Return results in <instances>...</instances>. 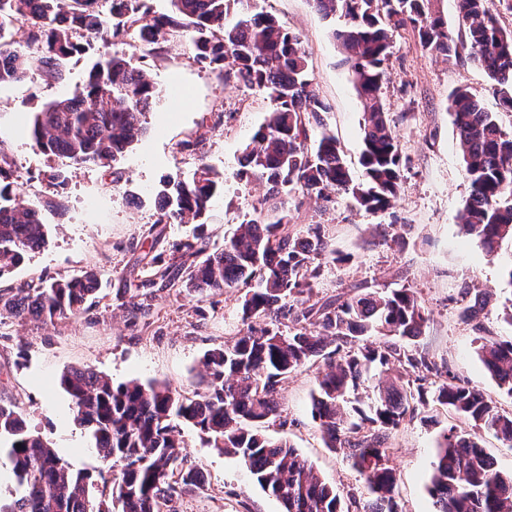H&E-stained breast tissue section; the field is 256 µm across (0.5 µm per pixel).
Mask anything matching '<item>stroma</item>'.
Segmentation results:
<instances>
[{
	"mask_svg": "<svg viewBox=\"0 0 512 512\" xmlns=\"http://www.w3.org/2000/svg\"><path fill=\"white\" fill-rule=\"evenodd\" d=\"M287 30L299 35L308 54L313 82L329 104L323 119L338 139L353 172H360L363 105L334 38L344 26L327 19L310 0H258ZM438 8L453 31L457 51L447 58L423 48L412 28L398 30L385 64L382 96L402 157V186L392 208L369 213L344 193L321 206L304 199L294 210L299 230L327 225L340 262L322 265L314 292L321 297H348L358 286L412 288L427 322L420 337L405 341L409 353L424 354L468 380L503 409H512L480 362L475 323L504 340L512 325L500 317L507 290L505 272L512 266V243L490 256L479 241L465 235L459 214L470 194L456 129L449 115L450 96L467 88L503 127H512V112H499L492 82L470 57L458 0H439ZM117 55L133 59L162 93L149 116V131L124 156L119 173L92 164L40 152L29 137L24 118L54 99L72 96L84 85L91 66ZM269 103L258 92L225 82L218 66L194 61L185 39L167 43L155 56L142 53L133 40H91L84 53L65 65L58 82L45 81L38 60H31L25 81L0 86V147L13 163L17 188L36 203L47 231L46 245L0 279L7 288L42 279H65L87 269L100 276L93 307L73 320L55 323L5 320L0 324V401L16 403L30 427L77 469L99 470L85 430L74 420L70 397L59 387L62 372L88 367L123 383L157 381L189 395L201 387L206 351L232 340L242 328V292L216 295L158 293L153 321L143 329L128 314L118 290L134 257L143 249L169 254L172 243L191 235L189 224H171L164 241L149 246L143 233L156 219L152 198L161 181L191 178L209 166L224 179V190L210 207L207 231L223 245L246 216H258L266 188L237 177L241 149L263 123ZM200 140L196 151L186 140ZM62 170L61 187H48L51 169ZM488 296L478 322L462 318L464 284ZM323 362L306 365L281 387L280 422L269 435L287 439L341 495L344 512H363L371 494L345 455L327 448L311 417V396L318 388ZM454 415L438 411L435 422L418 415L406 420L391 438L390 463L399 481L402 512H433L426 485L443 430ZM185 451L207 478L204 493L183 497L178 512H282L278 500L264 492L232 455L214 448L199 430L180 428Z\"/></svg>",
	"mask_w": 512,
	"mask_h": 512,
	"instance_id": "1",
	"label": "stroma"
}]
</instances>
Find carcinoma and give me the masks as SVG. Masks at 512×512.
I'll return each mask as SVG.
<instances>
[{
    "instance_id": "cac0c4a2",
    "label": "carcinoma",
    "mask_w": 512,
    "mask_h": 512,
    "mask_svg": "<svg viewBox=\"0 0 512 512\" xmlns=\"http://www.w3.org/2000/svg\"><path fill=\"white\" fill-rule=\"evenodd\" d=\"M244 0H171L170 12L151 14L148 0H0V84L20 82L29 56L5 48L14 29L28 31L43 76L61 78V62L85 50L98 36L136 37L155 53L176 36L189 39L194 60L224 66V77L260 91L271 104L267 118L242 150L237 176L261 181L266 219L245 218L240 233L215 247L204 232L218 189L215 173L202 166L189 180H168L163 203L150 226V250L135 259L123 292L129 313L149 315L154 289L201 295L243 288L244 329L204 355L206 388L190 396L150 381L113 384L90 368L64 372L59 385L70 396L76 421L92 440L107 469L95 498L92 473L75 469L31 431L20 408L0 403V440L7 439L12 473L21 489L0 512H176L173 503L204 484L198 464L181 450L180 424L237 456L254 481L278 499L284 512H343L340 494L323 481L285 439L264 433L279 417L281 383L318 359L329 370L312 396V418L328 447L341 450L363 476L372 499L364 512H401L398 480L390 465V435L418 405L431 401L460 420L493 433L512 446V413L425 355L399 344L422 334L426 317L412 289L390 291L364 285L347 299L311 301L325 260H336L322 224L294 231L288 196L326 203L343 192L371 212L392 207L401 188L402 160L389 112L381 98L393 34L407 25L422 47L449 57L456 42L437 0H311L323 17L337 14L346 25L333 32L364 104L360 165L356 179L336 136L323 124L328 110L313 85L300 37L258 8L226 25ZM472 61L496 86L500 107L512 112V28L486 8V0H459ZM158 94L147 73L114 55L88 72L80 93L52 100L32 113L28 131L46 155L75 164L114 165L145 135L147 115ZM470 195L460 214L465 233L487 254L512 241V128H504L470 91L450 97ZM195 224L192 236L172 244L164 260L152 249L168 224ZM47 243L39 208L0 186V278ZM99 273L26 283L0 289V318L42 321L76 318L95 298ZM474 303L462 316L474 321L486 294L464 285ZM477 354L498 387L512 398V340L485 333L480 324ZM370 336L379 341L368 340ZM408 369L378 383L377 395L358 419L347 421L348 394L374 368ZM434 512H512V474L505 475L471 434L450 426L438 444L429 479Z\"/></svg>"
}]
</instances>
